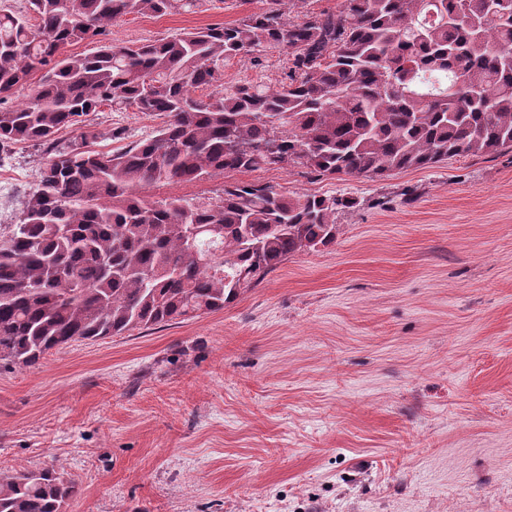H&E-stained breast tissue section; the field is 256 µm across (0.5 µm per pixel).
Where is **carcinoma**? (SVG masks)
I'll return each mask as SVG.
<instances>
[{
	"label": "carcinoma",
	"instance_id": "1",
	"mask_svg": "<svg viewBox=\"0 0 512 512\" xmlns=\"http://www.w3.org/2000/svg\"><path fill=\"white\" fill-rule=\"evenodd\" d=\"M204 2L0 6V149L43 152L17 222L0 224L1 364L35 368L72 341L220 311L288 257L336 242L337 215L357 206L253 182L211 197L154 199L156 187L274 167L384 178L512 149V0H344L297 20L300 0H267L232 25L107 39L123 16ZM85 41L96 50L65 53ZM269 48L288 54L278 87L224 86V60ZM28 87V103L3 106ZM104 106L165 121L103 152L89 116ZM66 129L77 135L62 145ZM77 493L53 468L0 473V512H65Z\"/></svg>",
	"mask_w": 512,
	"mask_h": 512
}]
</instances>
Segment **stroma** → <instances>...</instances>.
I'll list each match as a JSON object with an SVG mask.
<instances>
[{"label": "stroma", "instance_id": "35a3bbf8", "mask_svg": "<svg viewBox=\"0 0 512 512\" xmlns=\"http://www.w3.org/2000/svg\"><path fill=\"white\" fill-rule=\"evenodd\" d=\"M265 0L128 15L116 44L229 25ZM285 51L224 64L277 86ZM163 124L100 112L96 149ZM37 148L0 151V222L34 187ZM346 195L334 244L291 256L224 310L0 367V471L55 466L66 512H512V151L378 179L299 168L225 181Z\"/></svg>", "mask_w": 512, "mask_h": 512}]
</instances>
